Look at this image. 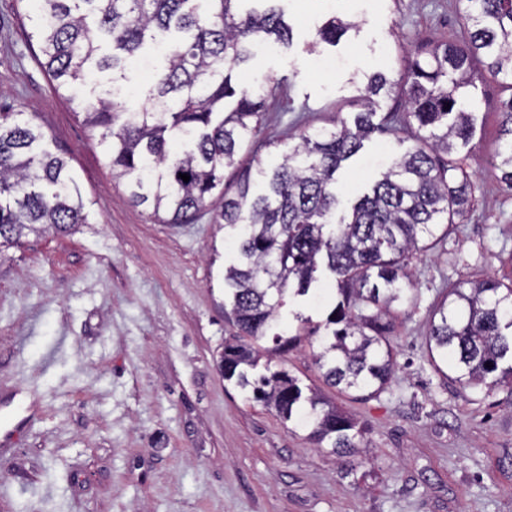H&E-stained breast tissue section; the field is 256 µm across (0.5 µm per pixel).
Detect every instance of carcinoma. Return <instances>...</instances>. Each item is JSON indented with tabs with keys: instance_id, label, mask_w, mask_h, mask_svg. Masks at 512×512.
I'll return each mask as SVG.
<instances>
[{
	"instance_id": "cac0c4a2",
	"label": "carcinoma",
	"mask_w": 512,
	"mask_h": 512,
	"mask_svg": "<svg viewBox=\"0 0 512 512\" xmlns=\"http://www.w3.org/2000/svg\"><path fill=\"white\" fill-rule=\"evenodd\" d=\"M243 0H40L42 65L68 89L96 72L110 86L89 100L83 122L99 133L105 164L128 178L130 198L161 224H189L205 208L237 236V260L224 269V315L236 336L224 343V380L249 390L284 421L299 415L327 453L366 462V428L280 367L275 356L320 336L314 354L323 382L340 393L385 391L396 365L393 304L416 303L410 264L442 248L456 219L474 207L479 187L456 144L472 139L463 89L491 81L512 92V0H457L463 35L420 39L396 55L399 77H367L349 122L302 130L299 143L267 173L250 157L268 99L282 83L242 87L237 69L253 47H291L293 30L277 7L243 12ZM352 28L335 17L318 31L332 45ZM159 56L155 80L136 97L128 65ZM396 108L374 122L375 97ZM499 180L512 190V96L501 103ZM404 135L413 147L395 159L351 213L336 219V172L372 133ZM37 126L0 112V253L29 236L64 234L87 223L68 161L44 144ZM182 148L173 151L170 142ZM190 176L185 182L180 175ZM335 278L338 300L322 322L297 317L296 333L268 336L288 292L309 293L319 269ZM428 361L461 389L512 386V277L466 279L430 311Z\"/></svg>"
}]
</instances>
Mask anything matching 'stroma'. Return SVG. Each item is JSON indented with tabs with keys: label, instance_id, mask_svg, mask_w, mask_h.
I'll return each instance as SVG.
<instances>
[{
	"label": "stroma",
	"instance_id": "35a3bbf8",
	"mask_svg": "<svg viewBox=\"0 0 512 512\" xmlns=\"http://www.w3.org/2000/svg\"><path fill=\"white\" fill-rule=\"evenodd\" d=\"M36 0H0V109L40 126L64 154L88 221L25 239L0 254V384L34 396L33 417L0 455V512H512V392L459 390L423 355L439 292L466 275L511 267L512 191L497 179L501 133L494 83L470 89L475 136L458 145L482 187L444 250L414 260L417 305H397L398 367L367 401L335 394L368 426L371 461L348 468L316 448L309 427L282 421L225 381L218 363L234 334L224 319L230 231L202 212L161 224L132 203L79 113L91 90H56L42 67ZM293 43H269L248 81L284 80L260 139L292 146L300 128L353 119L367 75L395 77L397 45L461 34L455 0H282ZM351 22L319 40L331 17ZM413 146L377 135L336 174L337 215L370 192ZM335 282L278 316L325 318Z\"/></svg>",
	"mask_w": 512,
	"mask_h": 512
}]
</instances>
